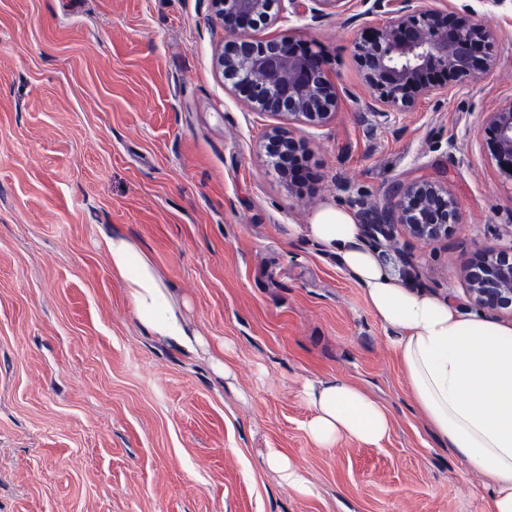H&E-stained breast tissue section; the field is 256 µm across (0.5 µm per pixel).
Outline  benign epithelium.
Wrapping results in <instances>:
<instances>
[{
	"label": "benign epithelium",
	"instance_id": "obj_1",
	"mask_svg": "<svg viewBox=\"0 0 512 512\" xmlns=\"http://www.w3.org/2000/svg\"><path fill=\"white\" fill-rule=\"evenodd\" d=\"M281 0H211L224 23V50L216 68L231 87L246 93L261 112L286 121L268 136L266 152L283 161L302 146L292 125L327 123L336 111L334 84L325 75L321 55L305 43L257 40L251 30L272 21ZM370 14L382 17L371 38L354 44L368 85L379 94L384 112H403L421 96L441 94L448 85L476 78L492 32L467 15L430 9L425 0H374ZM494 159L502 171L512 167V105L488 120ZM457 222L448 191L425 180L398 183L387 202L374 211L370 232L388 235L394 224L408 226L420 238H435ZM474 303L490 312L512 315V244L488 248L466 268Z\"/></svg>",
	"mask_w": 512,
	"mask_h": 512
}]
</instances>
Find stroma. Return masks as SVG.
Returning a JSON list of instances; mask_svg holds the SVG:
<instances>
[{
    "instance_id": "obj_1",
    "label": "stroma",
    "mask_w": 512,
    "mask_h": 512,
    "mask_svg": "<svg viewBox=\"0 0 512 512\" xmlns=\"http://www.w3.org/2000/svg\"><path fill=\"white\" fill-rule=\"evenodd\" d=\"M372 4L283 0L254 32L316 45L336 85L334 116L297 130L300 189L265 151L277 117L216 69L211 0H0V512H481L483 475L415 409L362 289L303 228L328 205L369 224L393 184L437 182L446 235L368 241L473 309L465 261L512 244L487 134L512 102V0H448L491 29L488 63L405 112L375 111L354 57ZM102 225L147 255L204 350L144 332ZM333 378L390 412L382 447L308 437L302 384ZM271 448L316 496L265 466Z\"/></svg>"
}]
</instances>
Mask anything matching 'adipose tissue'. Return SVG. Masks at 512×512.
<instances>
[{"label":"adipose tissue","instance_id":"adipose-tissue-1","mask_svg":"<svg viewBox=\"0 0 512 512\" xmlns=\"http://www.w3.org/2000/svg\"><path fill=\"white\" fill-rule=\"evenodd\" d=\"M308 236L336 255L389 331L420 414L438 439L486 479L482 512H512V325L405 286L391 262L363 240L357 215L340 206L315 211ZM99 233L139 324L185 355L204 341L183 306L142 250L109 227ZM314 410L307 433L321 448L343 436L380 446L390 430L387 409L342 380L304 382Z\"/></svg>","mask_w":512,"mask_h":512}]
</instances>
